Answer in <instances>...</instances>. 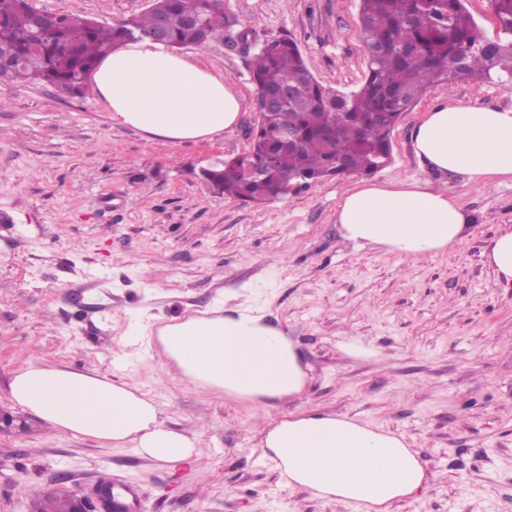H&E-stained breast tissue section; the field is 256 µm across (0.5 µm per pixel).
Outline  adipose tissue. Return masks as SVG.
<instances>
[{"label":"adipose tissue","mask_w":512,"mask_h":512,"mask_svg":"<svg viewBox=\"0 0 512 512\" xmlns=\"http://www.w3.org/2000/svg\"><path fill=\"white\" fill-rule=\"evenodd\" d=\"M92 79L114 122L173 142L219 134L239 119L240 98L222 74L148 40L112 52ZM411 142L428 179L360 180L337 222L349 241L417 261L455 247L471 222L433 177L461 174L480 188L512 179V108L444 100L425 112ZM158 339L181 380L228 403L265 405L306 388L296 344L249 307L227 315L210 309L161 328ZM10 396L60 434L129 444L173 465L198 458L197 440L166 426L155 401L129 382L31 363L13 377ZM260 449L289 487L355 512H393L426 480L425 463L405 435L317 409L273 418Z\"/></svg>","instance_id":"adipose-tissue-1"}]
</instances>
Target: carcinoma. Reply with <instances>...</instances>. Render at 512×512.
I'll return each mask as SVG.
<instances>
[{
	"label": "carcinoma",
	"instance_id": "carcinoma-1",
	"mask_svg": "<svg viewBox=\"0 0 512 512\" xmlns=\"http://www.w3.org/2000/svg\"><path fill=\"white\" fill-rule=\"evenodd\" d=\"M133 16L149 35L156 14L168 21L171 48L224 43L238 26L224 0H158ZM28 0H0V84L39 81L82 97L100 60L126 42V22L60 15L51 30L18 21ZM499 38H485L465 0H359V27L367 56L363 82L343 97L318 81L290 37L264 44L246 61L260 95L288 87L294 93L261 113L246 154L201 172L212 190L262 204L300 182L310 188L328 178L344 157L350 174L372 175L391 158V133L402 115L432 86L479 79L495 67L512 74V0H492ZM202 24L195 26L189 19ZM261 173L258 178L247 170Z\"/></svg>",
	"mask_w": 512,
	"mask_h": 512
}]
</instances>
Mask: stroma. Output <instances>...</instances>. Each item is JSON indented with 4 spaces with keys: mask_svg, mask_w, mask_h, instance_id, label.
Segmentation results:
<instances>
[{
    "mask_svg": "<svg viewBox=\"0 0 512 512\" xmlns=\"http://www.w3.org/2000/svg\"><path fill=\"white\" fill-rule=\"evenodd\" d=\"M32 3L106 24L149 6ZM224 3L248 45L182 51L240 94L239 122L221 134L172 143L114 123L97 94L0 85V409L19 418L0 427V512H33L59 482L88 497L111 479L138 486L140 512H351L281 481L259 449L263 408L180 382L159 345L139 338L217 304L261 310L297 343L309 381L280 414H346L420 452L428 489L394 512H512V288L497 285L485 257L512 226V181L442 180L472 222L460 244L418 262L343 237L336 213L355 176L265 204L211 192L200 170L249 147L257 90L246 55L287 36L334 88L354 89L366 71L359 0ZM447 97L512 108V90L479 79L429 88L394 128L393 161L377 180L426 178L411 131ZM355 339L368 356L343 351ZM37 361L137 384L168 427L198 435L200 461L175 467L55 433L10 398L13 376Z\"/></svg>",
    "mask_w": 512,
    "mask_h": 512,
    "instance_id": "1",
    "label": "stroma"
}]
</instances>
